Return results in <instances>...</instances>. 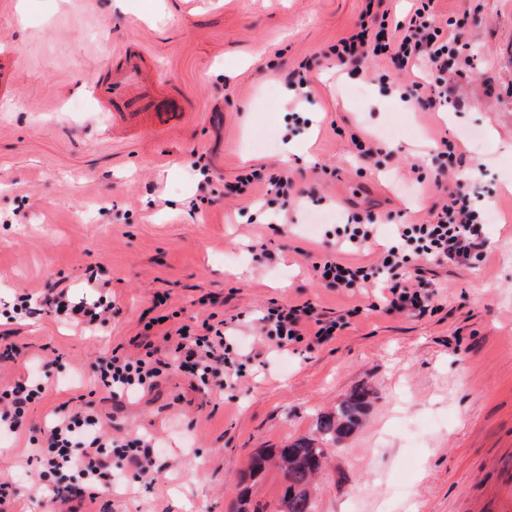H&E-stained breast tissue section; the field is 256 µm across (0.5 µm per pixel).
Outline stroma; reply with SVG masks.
<instances>
[{
  "instance_id": "1",
  "label": "stroma",
  "mask_w": 512,
  "mask_h": 512,
  "mask_svg": "<svg viewBox=\"0 0 512 512\" xmlns=\"http://www.w3.org/2000/svg\"><path fill=\"white\" fill-rule=\"evenodd\" d=\"M366 2L0 0V49L17 60L14 87L0 95V349L59 362L64 384L29 423L87 402L113 435L155 438L152 478L127 477L107 512H229L254 453L310 435L317 414L360 387L370 406L329 448L315 512H512V0H439L456 19L449 36L477 56L448 81L466 101L449 113L374 98V84L327 57ZM133 40L188 100L170 129L113 128L89 88ZM305 63L311 93L298 103L287 75ZM396 122L403 130L381 165L361 159L351 134L377 138ZM491 127L497 138L474 151L471 131ZM442 136L497 214L486 261L435 267L436 309L421 317L377 311L371 288L325 287L313 264L335 249L349 213H374L385 239L444 203L441 190L409 181L414 164L431 176ZM290 141L301 152L285 154ZM200 163L227 181L291 169L287 216L264 206L261 186L237 199L216 188L191 210ZM97 279L112 295V319L98 330L47 313L11 317L17 293L55 286L78 300ZM163 294L177 323L237 316L246 341L273 302L309 301L349 325L329 344L269 352L263 367L244 362L232 386L203 392L169 376L115 403L94 389L91 365L116 348L134 352ZM28 438L0 436V477L16 486L15 512H46Z\"/></svg>"
}]
</instances>
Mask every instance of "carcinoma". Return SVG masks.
<instances>
[{
	"instance_id": "1",
	"label": "carcinoma",
	"mask_w": 512,
	"mask_h": 512,
	"mask_svg": "<svg viewBox=\"0 0 512 512\" xmlns=\"http://www.w3.org/2000/svg\"><path fill=\"white\" fill-rule=\"evenodd\" d=\"M369 391L362 387L352 392L336 407L317 416L316 436H302L289 442L282 448H268L252 456L243 480L253 479L263 473L276 457L277 466L283 471L288 485L278 501L287 512H313V500L308 494V486L313 474L322 470L327 457L328 445L347 438L360 425L368 405Z\"/></svg>"
}]
</instances>
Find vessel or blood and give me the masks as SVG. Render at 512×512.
<instances>
[{"mask_svg":"<svg viewBox=\"0 0 512 512\" xmlns=\"http://www.w3.org/2000/svg\"><path fill=\"white\" fill-rule=\"evenodd\" d=\"M94 90L112 113L114 126L130 132L164 129L185 115L181 94L159 84L153 76V59L137 43L118 48L111 64L92 76Z\"/></svg>","mask_w":512,"mask_h":512,"instance_id":"vessel-or-blood-1","label":"vessel or blood"}]
</instances>
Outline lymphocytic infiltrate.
I'll list each match as a JSON object with an SVG mask.
<instances>
[{
  "mask_svg": "<svg viewBox=\"0 0 512 512\" xmlns=\"http://www.w3.org/2000/svg\"><path fill=\"white\" fill-rule=\"evenodd\" d=\"M414 12L404 21L389 24L383 0H368L365 18L356 31L339 39L328 49L337 65L351 74L363 73L367 59H384L401 68L423 67L424 82L395 85L386 72L375 71L372 81L400 98H413L423 107L448 111L460 109L459 99L448 88L449 76H460L473 59L468 43L449 37L452 17L439 12L437 0H416ZM266 186V204L287 211L292 189L288 172L262 176L253 170L225 185V195L243 196L257 184ZM487 217L478 196L469 190L465 179H457L448 192V201L430 219L419 224L396 225L377 261L352 264L340 259V252L366 250L379 230L372 214L356 213L342 229L339 252L327 253L313 269L329 288L352 291L376 288L385 312L422 316L432 310L436 287L426 274V263L443 265L484 257ZM46 307L56 317L65 318L94 330L112 318V302L100 298L93 302H73L66 289H46L42 300L32 294L17 295L13 312L18 318L36 314ZM258 339L279 350L306 341L330 343L345 324L330 320L310 302L271 304L258 319ZM145 332L159 331L167 345L164 357H157L152 342L143 341L139 355L111 352L91 366L95 382L112 399H130L141 390L153 387L167 370H178L192 378L197 388L210 389L217 382H231L239 375L235 363L245 351L231 322L209 314L198 327L171 325L152 318ZM54 362H41L38 369L26 370L19 378L0 381V433L21 430L31 407L42 401L54 386ZM30 443L39 458L40 489L50 491L52 499L71 494L95 500L111 493L118 478L116 461H124L138 478L153 472L156 459L152 438L135 434L114 440L101 425L91 407L55 409L48 424Z\"/></svg>",
  "mask_w": 512,
  "mask_h": 512,
  "instance_id": "1",
  "label": "lymphocytic infiltrate"
}]
</instances>
